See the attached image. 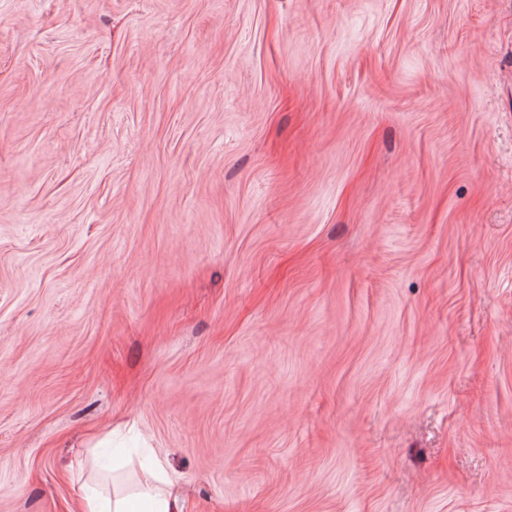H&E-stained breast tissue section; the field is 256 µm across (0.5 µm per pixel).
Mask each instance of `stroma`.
Returning <instances> with one entry per match:
<instances>
[{
    "label": "stroma",
    "mask_w": 512,
    "mask_h": 512,
    "mask_svg": "<svg viewBox=\"0 0 512 512\" xmlns=\"http://www.w3.org/2000/svg\"><path fill=\"white\" fill-rule=\"evenodd\" d=\"M110 448L512 512V0H0V512Z\"/></svg>",
    "instance_id": "35a3bbf8"
}]
</instances>
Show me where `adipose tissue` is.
<instances>
[{
    "instance_id": "adipose-tissue-1",
    "label": "adipose tissue",
    "mask_w": 512,
    "mask_h": 512,
    "mask_svg": "<svg viewBox=\"0 0 512 512\" xmlns=\"http://www.w3.org/2000/svg\"><path fill=\"white\" fill-rule=\"evenodd\" d=\"M78 512H184V502L163 469L149 466L135 481L113 478L111 495L81 489Z\"/></svg>"
}]
</instances>
